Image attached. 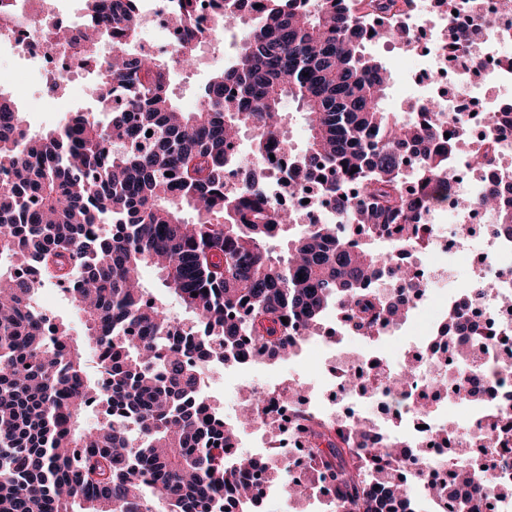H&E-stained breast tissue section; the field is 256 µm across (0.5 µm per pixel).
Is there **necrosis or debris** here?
Returning <instances> with one entry per match:
<instances>
[{"label": "necrosis or debris", "instance_id": "1", "mask_svg": "<svg viewBox=\"0 0 512 512\" xmlns=\"http://www.w3.org/2000/svg\"><path fill=\"white\" fill-rule=\"evenodd\" d=\"M32 0H11L12 17L0 31V53L7 51L24 62L27 82L39 86L43 96L55 98L57 80L78 67L69 48L55 37L57 31H71L81 26V18L60 16L55 0H41L32 8ZM409 40L421 50V81L433 82L437 91L424 88L407 96L410 103L438 99L442 111L459 116V129L470 132L467 151L448 155L447 176L434 182L432 200L425 213L431 228L430 241L421 252L401 253L400 261L409 263L422 292L403 291L400 284L382 282L386 293L407 294L412 315L428 319L431 326L449 323L455 311V296L463 287L491 281L493 290L479 296L465 310L474 324L499 328L501 340L486 348H474L469 335L454 332L448 351L436 359L415 364L404 386H397V368L381 363L372 390L346 392L342 378L347 373L370 372V360L352 357L348 349L321 353V376L326 390L306 400L308 410L330 419L361 417L374 423L378 434L391 439L400 420H408L405 438L426 466L420 488L433 483L447 484L451 478V460L467 461L476 450V438L487 413L512 417V401L490 408L453 396L456 387V352L475 349L476 368L486 369L512 363V310L502 306L504 295H512V238L488 231L492 217L473 207L472 201L482 189L479 172L468 165V154L497 141L501 130L486 121L490 112H512V0H455L453 9H445L437 0H412L396 19ZM468 29L470 36L458 54L448 49L455 32ZM278 146H271L269 156L257 159L235 141L227 153L225 178L236 183L242 168L258 171L259 185L279 207L300 213L303 223H326L334 213L326 198L316 204L305 201L302 191L283 196L279 189L287 168ZM463 224L484 225L483 235L460 234ZM469 254L472 262L460 271L457 259Z\"/></svg>", "mask_w": 512, "mask_h": 512}]
</instances>
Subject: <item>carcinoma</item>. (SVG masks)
<instances>
[{"instance_id": "cac0c4a2", "label": "carcinoma", "mask_w": 512, "mask_h": 512, "mask_svg": "<svg viewBox=\"0 0 512 512\" xmlns=\"http://www.w3.org/2000/svg\"><path fill=\"white\" fill-rule=\"evenodd\" d=\"M217 2L224 26L236 24L246 0ZM302 2L260 0L234 60L207 82L195 112L172 103L171 63L135 49L132 0L109 8L85 0L77 39L83 66L102 42L116 49L100 79L108 122L72 112L59 128L32 134L0 90V512H257L264 491L244 479L254 457L228 455L252 415L226 424L223 407L201 398L200 363H224L244 343L254 363L295 355L302 337L292 325L319 336L332 308L366 338L408 319L406 301L377 281L410 280L393 253L428 242L430 182L447 161L436 141L451 118L433 101L403 119L384 111L387 70L354 36L379 13L389 20L374 38L406 44L393 16L411 0H328L315 11ZM195 12V0H180L171 14L184 66L193 61ZM286 98L304 112L309 137L302 149L286 140L283 149L302 175L321 179L338 224L292 234L297 214L274 206L254 181L227 188L236 131L252 127V154L262 156L279 137ZM410 152L430 177L416 194L401 179ZM469 159L485 177L472 204L512 237V183L499 178L495 147ZM383 234L386 254L368 246ZM285 235L288 255L276 258L272 244ZM145 265L158 269L190 322L174 320L142 285ZM58 280L82 316L80 338L37 310V288ZM468 332L479 343L499 336L477 324ZM95 350L98 378L87 372ZM93 400L104 410L88 428ZM294 430L310 476L291 485L271 464L268 485L303 501L324 484L338 512H417L418 459L403 441H381L365 421L300 409ZM448 494L466 508L512 498V485L474 459Z\"/></svg>"}]
</instances>
